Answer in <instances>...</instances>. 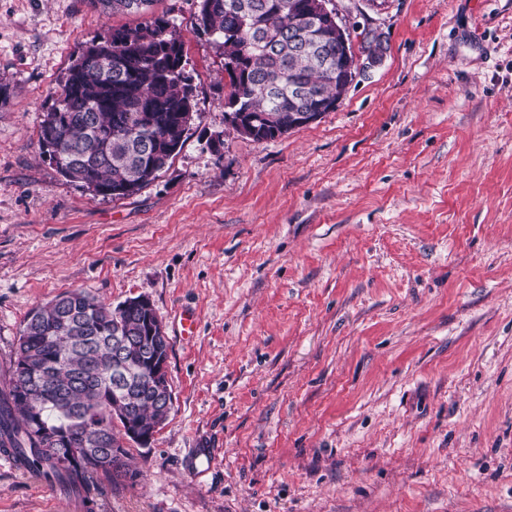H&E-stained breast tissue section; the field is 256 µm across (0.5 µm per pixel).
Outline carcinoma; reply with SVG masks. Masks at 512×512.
Wrapping results in <instances>:
<instances>
[{
	"label": "carcinoma",
	"mask_w": 512,
	"mask_h": 512,
	"mask_svg": "<svg viewBox=\"0 0 512 512\" xmlns=\"http://www.w3.org/2000/svg\"><path fill=\"white\" fill-rule=\"evenodd\" d=\"M197 29L224 55L232 114L267 115L254 141L289 130L296 91L329 99L347 92L336 72L317 67L329 55L309 36L313 51L288 48L297 12L312 0H197ZM153 0H93L104 13L145 16L90 43L69 69L57 105L43 115L42 153L64 143L58 171L96 196L120 199L150 184L183 144L193 119L183 85L184 43L163 17H147ZM152 319L119 314L83 291L57 295L26 319L17 339L9 385L0 389V451L38 471L66 493L82 494L94 512L92 491L133 483L125 448L128 424L151 428L167 420L166 380L146 373L170 343L151 337ZM33 360L26 367L22 358ZM59 432L46 446L40 427Z\"/></svg>",
	"instance_id": "cac0c4a2"
}]
</instances>
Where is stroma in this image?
Wrapping results in <instances>:
<instances>
[{
	"instance_id": "35a3bbf8",
	"label": "stroma",
	"mask_w": 512,
	"mask_h": 512,
	"mask_svg": "<svg viewBox=\"0 0 512 512\" xmlns=\"http://www.w3.org/2000/svg\"><path fill=\"white\" fill-rule=\"evenodd\" d=\"M331 6L382 61L257 142L196 0H155L193 120L112 200L58 172L40 123L82 50L140 16L0 0V368L66 291L146 297L170 343L173 409L95 512H512V0ZM75 507L0 459V512Z\"/></svg>"
}]
</instances>
